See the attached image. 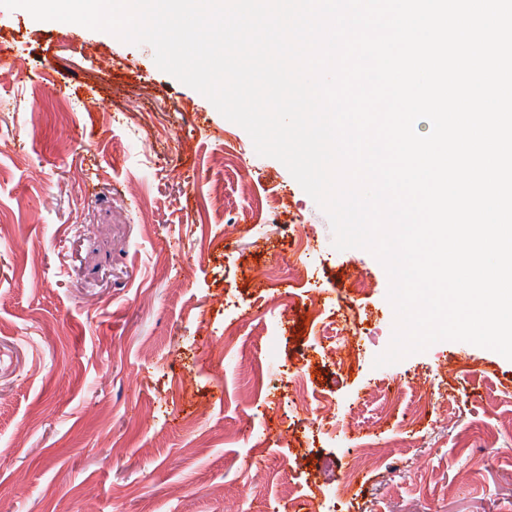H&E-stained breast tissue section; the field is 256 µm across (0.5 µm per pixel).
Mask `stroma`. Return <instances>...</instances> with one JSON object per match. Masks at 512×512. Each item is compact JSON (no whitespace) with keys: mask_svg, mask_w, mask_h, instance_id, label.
I'll use <instances>...</instances> for the list:
<instances>
[{"mask_svg":"<svg viewBox=\"0 0 512 512\" xmlns=\"http://www.w3.org/2000/svg\"><path fill=\"white\" fill-rule=\"evenodd\" d=\"M0 50L25 61L0 74V512H512V361L440 341L375 367L383 266L336 250L288 169L150 45L0 7ZM366 440L386 458L339 495Z\"/></svg>","mask_w":512,"mask_h":512,"instance_id":"stroma-1","label":"stroma"}]
</instances>
